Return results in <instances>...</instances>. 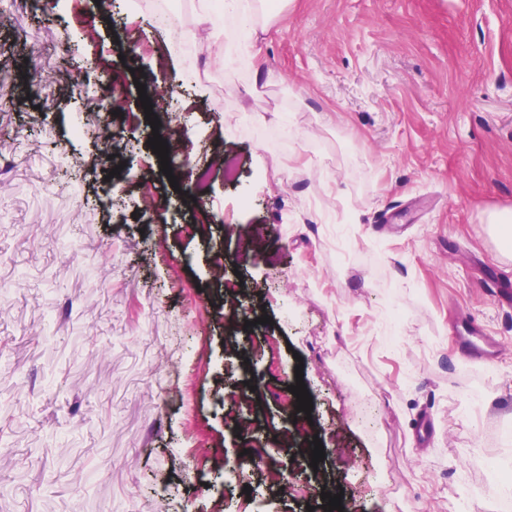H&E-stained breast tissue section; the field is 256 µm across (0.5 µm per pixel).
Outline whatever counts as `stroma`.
I'll return each mask as SVG.
<instances>
[{
	"label": "stroma",
	"instance_id": "stroma-1",
	"mask_svg": "<svg viewBox=\"0 0 512 512\" xmlns=\"http://www.w3.org/2000/svg\"><path fill=\"white\" fill-rule=\"evenodd\" d=\"M213 2L0 0V512H308L299 379L343 512H464L512 426V0H277L242 43ZM494 302L504 307L512 306V275L499 268L491 282Z\"/></svg>",
	"mask_w": 512,
	"mask_h": 512
}]
</instances>
